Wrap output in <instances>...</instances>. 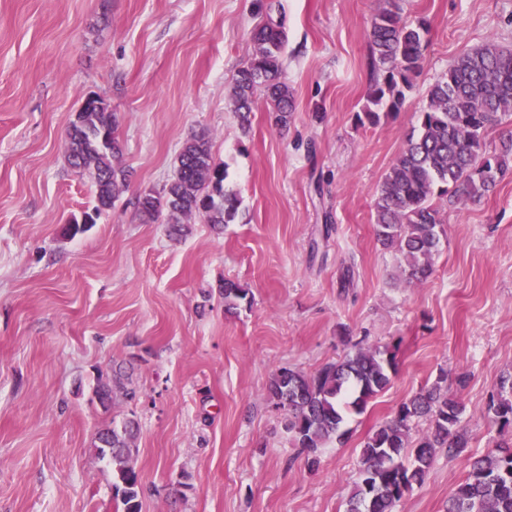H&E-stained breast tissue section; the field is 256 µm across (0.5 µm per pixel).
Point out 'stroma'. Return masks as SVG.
<instances>
[{
  "label": "stroma",
  "instance_id": "stroma-1",
  "mask_svg": "<svg viewBox=\"0 0 512 512\" xmlns=\"http://www.w3.org/2000/svg\"><path fill=\"white\" fill-rule=\"evenodd\" d=\"M280 3L296 107L284 129L262 99L241 127L229 98L257 0H0V512H122L94 450L110 417L139 423L142 512H345L367 437L442 372L472 452L494 448L486 405L512 368V178L462 208L439 201L446 236L415 286L373 222L430 85L488 40L512 47V0H399L405 21H429V43L400 110L374 125L358 117L382 0ZM91 95L120 119L131 177L71 236L93 194L65 130ZM201 129L240 213L223 233L197 218L174 240L135 202ZM226 279L251 297L233 313ZM360 340L396 346L397 371L308 469L267 385ZM116 365L136 396L105 410L92 387ZM467 471L437 455L396 512H446Z\"/></svg>",
  "mask_w": 512,
  "mask_h": 512
}]
</instances>
